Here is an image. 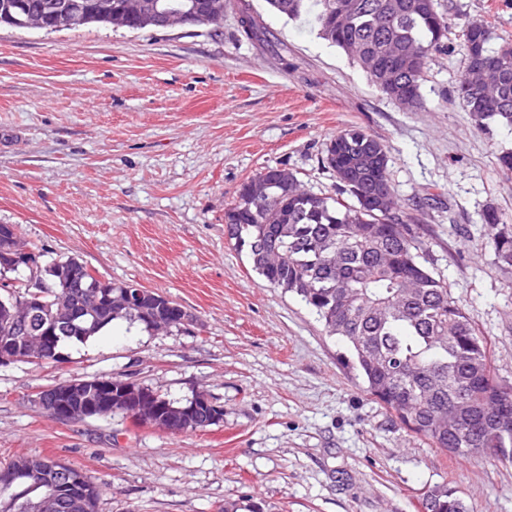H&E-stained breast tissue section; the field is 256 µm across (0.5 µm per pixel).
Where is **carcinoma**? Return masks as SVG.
<instances>
[{
    "label": "carcinoma",
    "instance_id": "cac0c4a2",
    "mask_svg": "<svg viewBox=\"0 0 512 512\" xmlns=\"http://www.w3.org/2000/svg\"><path fill=\"white\" fill-rule=\"evenodd\" d=\"M270 10L295 20L312 10L320 34L352 58L381 88L407 59L404 75L416 106L426 63L448 39L441 0H267ZM190 17L217 32L224 0H0V25L40 24L54 33L96 24L133 31L167 28ZM464 62L455 92L478 130L494 122L512 127V41L492 43L482 22L463 28ZM482 51L471 64L469 46ZM386 144L360 128L325 145L321 165L336 178L333 194L304 187L286 168L270 167L243 182L224 213L230 238L270 285L294 293L349 349L347 366L367 392L412 432L452 455L512 457V387L493 373L487 345L448 282L427 266L418 227L393 193ZM498 261L512 269V224L489 208L480 215ZM94 281L87 268L51 286L48 325L79 308ZM113 321H136L131 312ZM18 336L11 308L0 306V340ZM423 512H467L446 486L424 493Z\"/></svg>",
    "mask_w": 512,
    "mask_h": 512
}]
</instances>
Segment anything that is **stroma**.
Instances as JSON below:
<instances>
[{"label":"stroma","instance_id":"stroma-1","mask_svg":"<svg viewBox=\"0 0 512 512\" xmlns=\"http://www.w3.org/2000/svg\"><path fill=\"white\" fill-rule=\"evenodd\" d=\"M448 40L429 60L423 105L399 109L312 17L229 0L220 31L0 27V224L46 261L75 257L98 276L157 291L191 322L165 331L120 322L64 360L0 365V468L51 456L100 489L97 512H421L446 485L468 512H512V459L458 458L408 431L343 360L295 294L263 281L224 213L269 167L330 193L319 159L359 127L390 151L430 267L512 385V272L480 224L512 223V177L497 162L512 130H477L453 93L461 19L512 39V0H451ZM267 29L246 39L239 6ZM121 378L175 405L198 393L223 409L170 433L115 413L55 419L39 390Z\"/></svg>","mask_w":512,"mask_h":512}]
</instances>
